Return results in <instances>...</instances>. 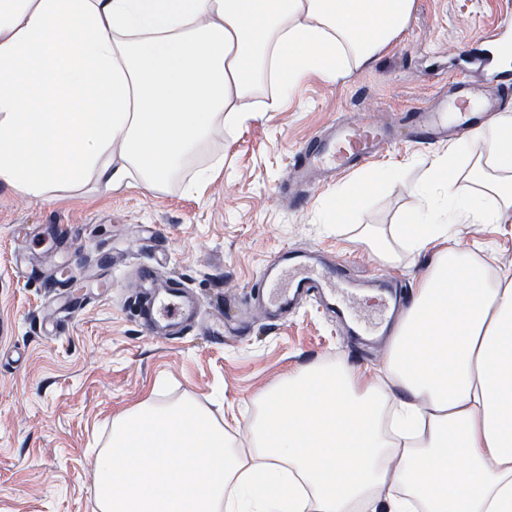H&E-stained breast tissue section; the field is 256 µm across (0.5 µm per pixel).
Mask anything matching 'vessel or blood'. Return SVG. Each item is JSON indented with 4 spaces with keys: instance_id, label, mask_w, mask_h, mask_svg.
<instances>
[{
    "instance_id": "obj_1",
    "label": "vessel or blood",
    "mask_w": 512,
    "mask_h": 512,
    "mask_svg": "<svg viewBox=\"0 0 512 512\" xmlns=\"http://www.w3.org/2000/svg\"><path fill=\"white\" fill-rule=\"evenodd\" d=\"M487 79L495 90L494 100L481 98L466 80L452 81L431 105L408 116L412 138L432 144L453 134L464 136L480 130L496 112L512 102V73L490 67ZM390 125L342 120L313 136L292 158L295 180L309 184L314 175L333 179L364 165L393 146ZM140 276L149 281L151 270ZM258 302L270 306L274 316L291 312L304 299H319L338 318H352L356 327L369 336L389 335L395 305L401 304L402 283L396 278L367 282L374 299V311L367 315L351 314L346 302L350 284L344 270L324 252L281 248L262 268L255 283ZM140 324L147 335L165 338L180 335L195 322L200 301L192 292L176 284L151 285L139 301Z\"/></svg>"
}]
</instances>
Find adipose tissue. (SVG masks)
<instances>
[{"instance_id":"adipose-tissue-1","label":"adipose tissue","mask_w":512,"mask_h":512,"mask_svg":"<svg viewBox=\"0 0 512 512\" xmlns=\"http://www.w3.org/2000/svg\"><path fill=\"white\" fill-rule=\"evenodd\" d=\"M413 5L0 0V186L35 204L131 180L194 192L211 170L191 162L249 99L371 63ZM477 136L498 176L463 195L464 144L434 157L400 223L361 225L380 264L512 207V124ZM401 178L396 162L362 174L327 223ZM382 371L402 398L339 361L285 373L253 401L244 456L206 407L154 391L112 419L99 512H512V281L467 247L436 252Z\"/></svg>"}]
</instances>
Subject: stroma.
Listing matches in <instances>:
<instances>
[{
	"instance_id": "obj_1",
	"label": "stroma",
	"mask_w": 512,
	"mask_h": 512,
	"mask_svg": "<svg viewBox=\"0 0 512 512\" xmlns=\"http://www.w3.org/2000/svg\"><path fill=\"white\" fill-rule=\"evenodd\" d=\"M500 27L512 29V0H414L406 26L372 64L332 82L308 78L287 103L258 105L245 124L217 134L206 156L223 166L199 196L177 183L155 192L132 183L38 205L0 186V512H93L96 451L113 416L160 380L173 399L222 396L215 414L238 420L242 446L253 399L284 373L338 358L375 375L388 341L349 335L315 302L272 319L251 291L265 263L291 245L344 262L354 282L402 277L413 302L441 243L384 266L355 227L398 223L415 205L410 188L424 179V160L447 146L416 143L398 123L380 160L402 163L401 180L340 227L323 213L355 172L302 190L287 183L292 158L333 121H395L426 106L449 78L485 89L470 59ZM57 225L66 238L52 235ZM152 225L161 241L149 239ZM451 240L478 247L494 275L512 279V211L497 224L454 225ZM151 262L158 279H183L201 300L184 338L141 329L138 269ZM215 315L229 329L220 344L205 330Z\"/></svg>"
}]
</instances>
